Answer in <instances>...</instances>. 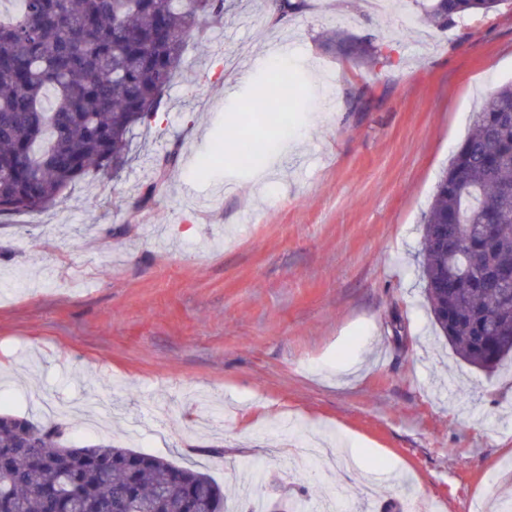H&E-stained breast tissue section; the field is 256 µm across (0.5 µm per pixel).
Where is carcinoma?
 <instances>
[{
  "label": "carcinoma",
  "mask_w": 512,
  "mask_h": 512,
  "mask_svg": "<svg viewBox=\"0 0 512 512\" xmlns=\"http://www.w3.org/2000/svg\"><path fill=\"white\" fill-rule=\"evenodd\" d=\"M0 14V219L42 213L85 176L116 172L131 134L157 120L188 43L224 21V0H13ZM274 14L306 0H270ZM512 0H431L446 27ZM325 50L375 67L382 46L339 28ZM247 111L262 116L294 82L267 86ZM252 141L224 125L217 149L245 164ZM448 233V249L438 242ZM421 278L434 323L455 354L494 369L512 358V82L491 92L440 176L424 217ZM224 512L209 475L106 442L66 443L56 425L0 410V512Z\"/></svg>",
  "instance_id": "obj_1"
}]
</instances>
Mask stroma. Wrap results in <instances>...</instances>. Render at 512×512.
Instances as JSON below:
<instances>
[{
    "mask_svg": "<svg viewBox=\"0 0 512 512\" xmlns=\"http://www.w3.org/2000/svg\"><path fill=\"white\" fill-rule=\"evenodd\" d=\"M423 3L309 0L276 19L265 0H226L123 170L0 223V401L44 424V399L70 403V444L112 439L206 472L231 510L498 499L512 365L478 370L436 336L418 251L453 150L512 80V10L441 30ZM336 27L374 35L388 63L327 53ZM250 58L300 79L308 107L287 130L239 112ZM365 82L368 110L350 111ZM234 112L260 169L215 148ZM168 152L175 174L141 205Z\"/></svg>",
    "mask_w": 512,
    "mask_h": 512,
    "instance_id": "35a3bbf8",
    "label": "stroma"
}]
</instances>
